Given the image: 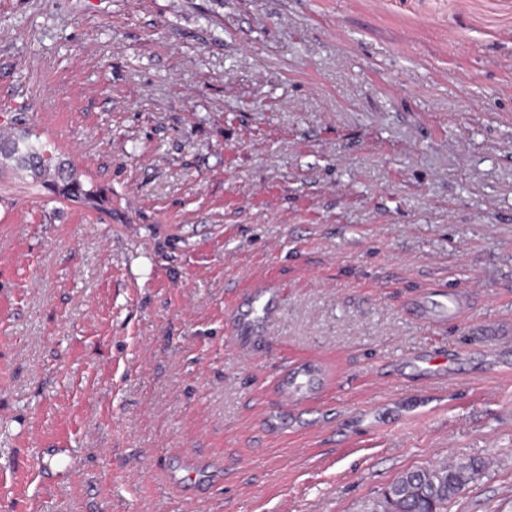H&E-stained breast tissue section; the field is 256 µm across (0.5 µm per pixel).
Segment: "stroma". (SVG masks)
Wrapping results in <instances>:
<instances>
[{
	"label": "stroma",
	"mask_w": 512,
	"mask_h": 512,
	"mask_svg": "<svg viewBox=\"0 0 512 512\" xmlns=\"http://www.w3.org/2000/svg\"><path fill=\"white\" fill-rule=\"evenodd\" d=\"M0 119L107 198L0 163V476L75 451L24 512H362L469 460L448 512H512V0H0ZM277 292L276 288L270 284H266L260 288H254L247 293L249 302L248 310H240L239 308L232 311L230 319L232 320L234 331L237 339L244 338L255 325V314L260 311L265 315L269 309L270 296ZM267 295L269 298H267ZM48 458L45 461V458ZM72 459V453L69 448H35V455L27 454L23 459V473L37 474L48 469H55L57 471H64L61 469L60 464L64 461ZM50 467V468H49Z\"/></svg>",
	"instance_id": "35a3bbf8"
}]
</instances>
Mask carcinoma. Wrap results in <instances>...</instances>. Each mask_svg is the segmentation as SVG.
<instances>
[{
	"mask_svg": "<svg viewBox=\"0 0 512 512\" xmlns=\"http://www.w3.org/2000/svg\"><path fill=\"white\" fill-rule=\"evenodd\" d=\"M9 157L17 165L29 169L33 180L51 181L58 194L66 199L89 197L74 168L56 157L40 137L26 131L0 139V157ZM483 466L479 462L458 464L434 463L428 467L405 472L385 488L362 512H448L449 504L459 488L473 482Z\"/></svg>",
	"mask_w": 512,
	"mask_h": 512,
	"instance_id": "obj_1",
	"label": "carcinoma"
}]
</instances>
